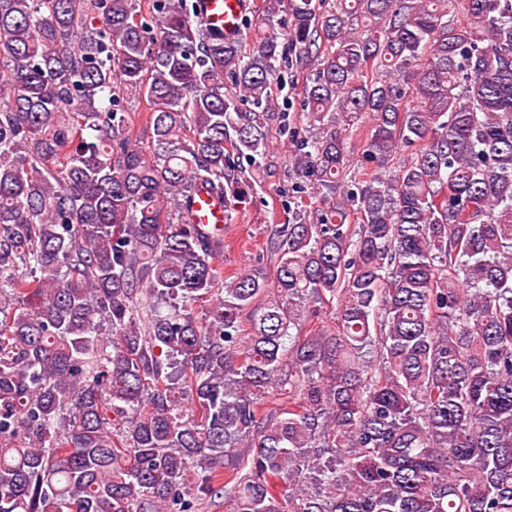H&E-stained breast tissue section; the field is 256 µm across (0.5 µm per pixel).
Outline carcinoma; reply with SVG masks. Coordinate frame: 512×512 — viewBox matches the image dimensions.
Returning <instances> with one entry per match:
<instances>
[{
    "label": "carcinoma",
    "instance_id": "cac0c4a2",
    "mask_svg": "<svg viewBox=\"0 0 512 512\" xmlns=\"http://www.w3.org/2000/svg\"><path fill=\"white\" fill-rule=\"evenodd\" d=\"M461 3L263 0L229 40L193 0H0V512H512V0ZM289 49L325 209L226 278L186 203L233 220ZM123 106L126 112L136 126L135 136L145 154L150 153L152 148V129L145 124V115L148 109V103L144 97L128 95L123 100Z\"/></svg>",
    "mask_w": 512,
    "mask_h": 512
}]
</instances>
